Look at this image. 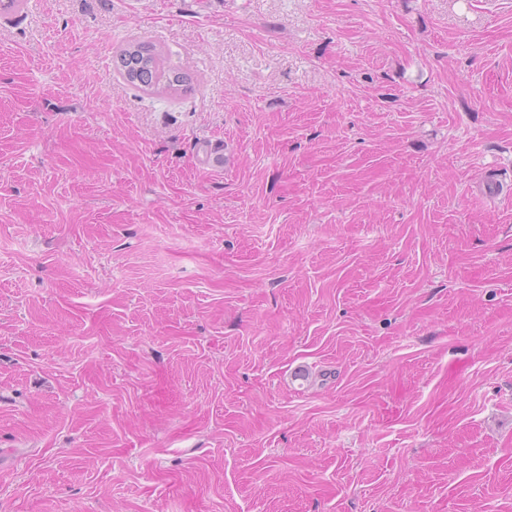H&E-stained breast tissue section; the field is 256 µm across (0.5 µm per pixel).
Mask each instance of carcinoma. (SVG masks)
Segmentation results:
<instances>
[{"label":"carcinoma","instance_id":"obj_1","mask_svg":"<svg viewBox=\"0 0 512 512\" xmlns=\"http://www.w3.org/2000/svg\"><path fill=\"white\" fill-rule=\"evenodd\" d=\"M113 75L127 84L146 90L177 93L191 76L165 64L163 53L148 42L131 43L115 53Z\"/></svg>","mask_w":512,"mask_h":512}]
</instances>
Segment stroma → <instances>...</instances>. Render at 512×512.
Masks as SVG:
<instances>
[{"instance_id":"35a3bbf8","label":"stroma","mask_w":512,"mask_h":512,"mask_svg":"<svg viewBox=\"0 0 512 512\" xmlns=\"http://www.w3.org/2000/svg\"><path fill=\"white\" fill-rule=\"evenodd\" d=\"M491 169L512 0L0 18V512H512ZM114 58L113 76L144 91L176 94L192 81L189 74L167 67L163 53L148 42L128 44L116 51Z\"/></svg>"}]
</instances>
